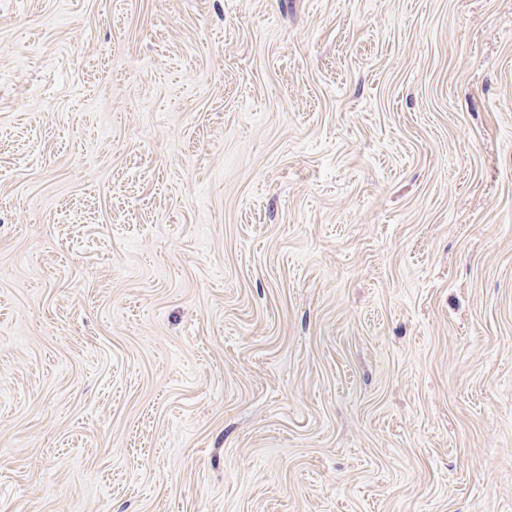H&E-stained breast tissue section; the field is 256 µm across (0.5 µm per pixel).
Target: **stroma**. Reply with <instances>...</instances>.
Listing matches in <instances>:
<instances>
[{
  "label": "stroma",
  "mask_w": 512,
  "mask_h": 512,
  "mask_svg": "<svg viewBox=\"0 0 512 512\" xmlns=\"http://www.w3.org/2000/svg\"><path fill=\"white\" fill-rule=\"evenodd\" d=\"M0 512H512V0H0Z\"/></svg>",
  "instance_id": "1"
}]
</instances>
